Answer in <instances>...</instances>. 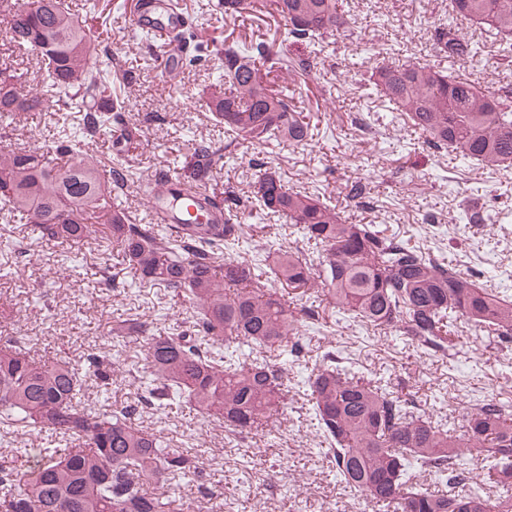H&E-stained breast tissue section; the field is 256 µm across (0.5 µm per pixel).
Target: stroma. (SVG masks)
Returning <instances> with one entry per match:
<instances>
[{
	"instance_id": "1",
	"label": "stroma",
	"mask_w": 512,
	"mask_h": 512,
	"mask_svg": "<svg viewBox=\"0 0 512 512\" xmlns=\"http://www.w3.org/2000/svg\"><path fill=\"white\" fill-rule=\"evenodd\" d=\"M190 16L193 39L178 75L163 68L160 52L133 29L126 10H114L106 22L90 19L92 32L107 30L98 47L103 68L127 71V82H114L137 114L136 144L117 152L112 134L102 135L93 149L101 159L121 156L133 171L150 176L166 170L184 173L193 140L225 141L206 106V91L218 74L222 32L255 31L274 36L273 19L243 16L216 23L215 0H177ZM339 11L354 19L352 35L336 36L316 46L276 39L282 55L317 53L323 64L295 77L294 102L319 120L320 135L308 146L281 144L258 149L244 143L224 152L207 186L221 195L246 196L257 164L281 173L288 186L318 193L338 206L352 224H377L411 239L434 255L447 257L485 287L512 296V174H492L449 162L447 156L419 145L411 128L393 113L371 107L364 94L365 61L381 48L482 82L512 83V46L500 44L478 27L463 30L479 41L475 63L449 65L431 39L435 19L444 17L448 0H339ZM22 76L21 88L40 89L44 65L34 54L19 55L0 24V64ZM56 118L28 112L7 128L0 143L15 149L54 155ZM360 182L368 199L360 204L347 188ZM478 200L495 214L491 224H470L465 213ZM25 257L10 259L11 272L0 277V336L21 332L31 337L35 353L46 359L81 360L93 348L116 359L112 326L116 320L149 315L158 331L172 327L184 308L166 295L162 304L139 303L138 279L118 254L105 255L90 245L36 240L30 227L15 225ZM113 278L101 285L102 273ZM327 325L308 331L310 356L335 347L358 375L381 380L414 399L420 410L446 424H456L464 406L493 399L512 404V346L493 337L463 333L454 360L423 354L396 333L360 328L341 313H326ZM306 371L292 367L288 385L294 398L277 416L272 432L246 435L242 447L229 443L222 427L175 408L166 417L141 415L144 425L162 427L166 435L204 444L209 453L201 468L215 494L206 497L196 484L178 494L190 512H379L340 483L324 461L322 443L309 422L301 394Z\"/></svg>"
}]
</instances>
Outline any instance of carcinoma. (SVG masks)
<instances>
[{
    "label": "carcinoma",
    "instance_id": "1",
    "mask_svg": "<svg viewBox=\"0 0 512 512\" xmlns=\"http://www.w3.org/2000/svg\"><path fill=\"white\" fill-rule=\"evenodd\" d=\"M217 15H269L284 21L293 42L314 44L346 32L337 0H219ZM448 14L512 43V0H448ZM12 47L39 56L47 83L22 93V76L0 69V122L19 112L62 104L79 115L64 128L53 158L0 148V220L25 219L39 238L61 244L90 240L113 248L139 283L163 286L186 305L172 331L151 334L149 321L125 319L112 329L114 346L141 343L125 370L138 382L136 401L110 409L81 406L87 378L110 385L107 364L94 350L83 365L35 359L26 344L0 340V424L23 425L46 436V446L23 448L27 467L0 465V512H183L175 491L199 480L202 449L148 429L140 410L163 413L176 404L241 436L267 427L288 403V364L304 357L300 320L282 292L319 299L304 307L315 321L329 307L367 328L402 333L425 353L448 354L458 326L512 342V298L481 287L445 257L423 251L375 224H348L310 192L288 187L270 169L257 176L253 197L207 191L221 150L193 145L188 175L158 172L142 180L151 196L199 193V206L224 213L222 224H137L112 196L126 188L122 163L87 154L88 142L112 126V72L97 64L90 30L63 0H12L3 15ZM438 54L467 63L480 46L439 22ZM272 44H247L230 33L207 107L224 125L227 146L273 141L305 146L310 118L274 88ZM289 72L309 73L318 62L279 58ZM368 83L389 112L451 161L496 172L512 168V86H490L397 57L375 58ZM261 210L319 248L318 263L299 249L280 250L274 265L230 253L246 238L247 219ZM99 228H93V224ZM306 396L324 456L346 485L392 512H512V412L490 400L466 408L462 433L418 411L388 385L366 380L334 350L310 370ZM481 460L500 489L491 497L466 489L464 456ZM448 480L449 490L413 487L412 468Z\"/></svg>",
    "mask_w": 512,
    "mask_h": 512
}]
</instances>
